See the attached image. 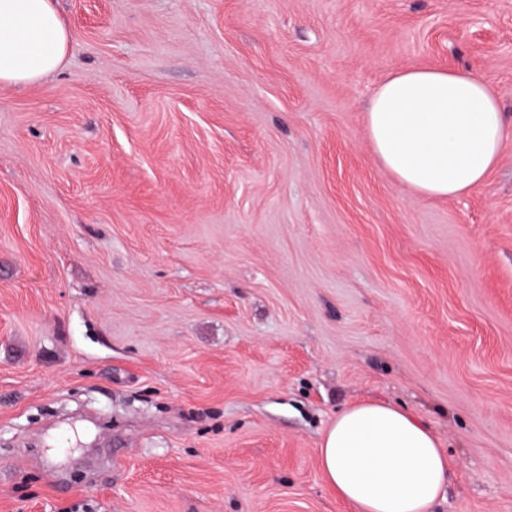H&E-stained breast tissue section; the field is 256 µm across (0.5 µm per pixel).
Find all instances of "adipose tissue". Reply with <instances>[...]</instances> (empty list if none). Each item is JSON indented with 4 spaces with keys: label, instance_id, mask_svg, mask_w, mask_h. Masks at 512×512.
<instances>
[{
    "label": "adipose tissue",
    "instance_id": "1",
    "mask_svg": "<svg viewBox=\"0 0 512 512\" xmlns=\"http://www.w3.org/2000/svg\"><path fill=\"white\" fill-rule=\"evenodd\" d=\"M70 33L52 0H0V86L30 85L61 66ZM381 163L422 195L452 198L499 161V92L473 71L407 69L389 75L366 112ZM319 467L354 512H429L448 479V455L407 410L363 401L324 430Z\"/></svg>",
    "mask_w": 512,
    "mask_h": 512
}]
</instances>
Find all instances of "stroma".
<instances>
[{
	"instance_id": "1",
	"label": "stroma",
	"mask_w": 512,
	"mask_h": 512,
	"mask_svg": "<svg viewBox=\"0 0 512 512\" xmlns=\"http://www.w3.org/2000/svg\"><path fill=\"white\" fill-rule=\"evenodd\" d=\"M0 87V512H354L365 400L448 454L431 512H512V0H56ZM473 68L501 158L433 199L376 158L394 70ZM70 38L52 0H0V86L35 84L58 70Z\"/></svg>"
}]
</instances>
